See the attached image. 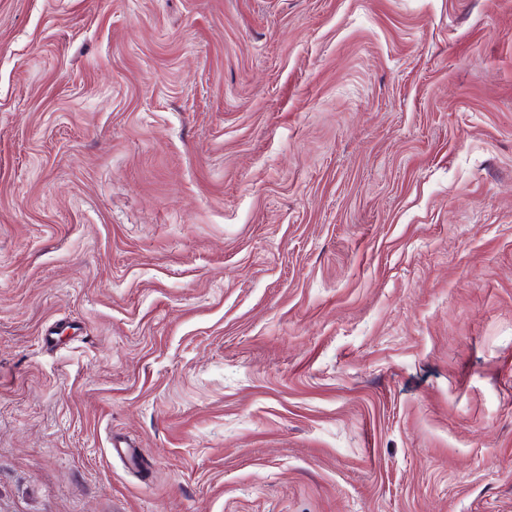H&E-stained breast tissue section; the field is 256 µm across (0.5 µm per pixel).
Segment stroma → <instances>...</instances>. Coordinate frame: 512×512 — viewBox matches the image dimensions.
<instances>
[{"label":"stroma","mask_w":512,"mask_h":512,"mask_svg":"<svg viewBox=\"0 0 512 512\" xmlns=\"http://www.w3.org/2000/svg\"><path fill=\"white\" fill-rule=\"evenodd\" d=\"M0 512H512V0H0Z\"/></svg>","instance_id":"stroma-1"}]
</instances>
